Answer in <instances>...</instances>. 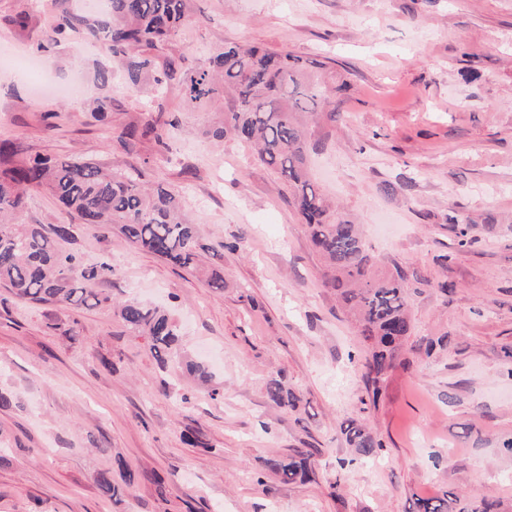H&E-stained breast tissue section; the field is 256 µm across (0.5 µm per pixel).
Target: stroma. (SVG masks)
I'll return each instance as SVG.
<instances>
[{
	"mask_svg": "<svg viewBox=\"0 0 512 512\" xmlns=\"http://www.w3.org/2000/svg\"><path fill=\"white\" fill-rule=\"evenodd\" d=\"M19 12L22 31L6 23ZM58 13V0H0V52L39 56L60 84L81 76L83 96L0 70V136L167 182L203 238L227 242L224 291L29 192L25 223L71 225L67 250L114 275L100 286L109 303L83 310L0 286V512H412L446 491L512 512V0H192L191 22L155 53L160 68L202 63L246 41L320 57L344 83L338 120L311 129L313 181L360 224L379 270L402 268L412 288V331L375 403L368 348L287 185L248 142L209 138L221 107L189 108L178 82L133 93L117 68L100 84L107 57L76 35L38 52ZM102 96L112 110L99 120L89 104ZM158 113L182 121L167 144L118 145ZM453 215L470 222L467 247ZM133 298L167 306L189 358L220 352L219 396L127 331L113 305ZM280 369L299 411L267 396ZM351 420L381 439L377 461L347 442ZM300 448L314 479L280 484L266 460ZM119 458L140 477L104 497L97 476Z\"/></svg>",
	"mask_w": 512,
	"mask_h": 512,
	"instance_id": "obj_1",
	"label": "stroma"
}]
</instances>
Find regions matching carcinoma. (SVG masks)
I'll list each match as a JSON object with an SVG mask.
<instances>
[{
	"label": "carcinoma",
	"instance_id": "obj_1",
	"mask_svg": "<svg viewBox=\"0 0 512 512\" xmlns=\"http://www.w3.org/2000/svg\"><path fill=\"white\" fill-rule=\"evenodd\" d=\"M56 23L44 32L40 48L58 45L71 33L104 48L121 65L130 91L155 71L152 51L164 45L190 18V0H107V10L95 17L60 0ZM176 79L185 102L194 107L211 102L224 105V120L207 130L213 139L228 137L254 144L257 158L288 185L310 240L328 267L327 286L336 290L355 317L370 356L362 378L371 402L381 396L398 350L410 336L406 276L377 270L358 225L331 204L311 180L308 156L313 144L308 123L331 109L336 92L345 84L327 77L325 63L290 53L269 52L247 43H226L206 63H167L154 77L157 86ZM179 126L177 119L150 118L123 130L117 141L128 148L146 138L162 140V129ZM44 190L83 224L115 229L136 248L174 265L195 268L200 258L216 249L199 234L185 211L182 198L165 182L143 181L142 172L109 173L82 159H60L36 154L25 157L16 142L0 139V283L12 288L21 301L52 302L66 307L110 301L95 285L112 280V265H86L75 252L63 249L72 238L68 224L44 226L23 223L25 193ZM129 332L144 338L162 364L186 358L179 328L164 309L136 299L118 305ZM267 394L278 406L298 410L299 399L288 387V376L278 371L267 384ZM346 440L363 457L373 459L383 447L363 421L344 430ZM313 453L268 459L265 466L283 484L314 477ZM97 484L109 497L119 492L112 471L100 472ZM414 512H499L498 504L443 493L415 500Z\"/></svg>",
	"mask_w": 512,
	"mask_h": 512
}]
</instances>
